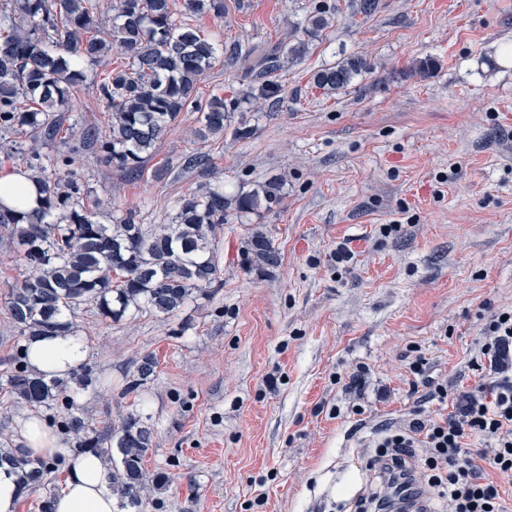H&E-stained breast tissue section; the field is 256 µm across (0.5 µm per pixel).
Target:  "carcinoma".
<instances>
[{
	"instance_id": "cac0c4a2",
	"label": "carcinoma",
	"mask_w": 512,
	"mask_h": 512,
	"mask_svg": "<svg viewBox=\"0 0 512 512\" xmlns=\"http://www.w3.org/2000/svg\"><path fill=\"white\" fill-rule=\"evenodd\" d=\"M0 0V136L14 138L27 179L41 193L37 209L22 213L0 205V228L20 249L30 273L10 290L7 312L20 335L69 336L68 316L88 303L114 321L139 312L171 317L194 293L219 279L217 232L231 217H243L276 205L282 183L271 179L233 195L224 185L191 192L174 201L165 224H142L129 210L102 224L87 205L89 187L74 168V155L92 150L101 164L124 176L142 174L145 161L183 112L198 113L193 137L218 140L231 128L241 104H253L277 92L272 83L259 93L245 90L232 104L215 95L197 98L202 76L224 55L223 42L188 22L190 15L224 17V0ZM112 11V28L101 35L102 14ZM309 51L304 39L268 48L236 52L245 76L257 79L288 68ZM120 52L126 62L105 72L98 96L111 110L100 132L74 119L60 135V108L85 80V70L109 63ZM366 63L350 58L313 74L327 91L346 88ZM233 129V128H231ZM254 129H233L247 139ZM52 147L43 154L39 146ZM249 251L259 263L276 267L280 256L271 240L255 231ZM25 404L50 406L68 381L33 374L20 364L9 380ZM67 428L86 448H100L112 468V491L121 507H138L147 481L145 459L153 447V429L139 416L120 426L90 429L78 417ZM20 473L23 488L42 485L48 468L0 440V466Z\"/></svg>"
}]
</instances>
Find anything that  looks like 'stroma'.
I'll return each instance as SVG.
<instances>
[{
  "label": "stroma",
  "instance_id": "stroma-1",
  "mask_svg": "<svg viewBox=\"0 0 512 512\" xmlns=\"http://www.w3.org/2000/svg\"><path fill=\"white\" fill-rule=\"evenodd\" d=\"M224 2L223 18L189 19L226 51L198 87L203 100L260 87L234 48L284 43L308 15L330 18L308 54L273 75L278 91L261 111H235L254 135L198 144L197 115L185 112L141 177L89 150L74 166L105 224L125 210L163 224L183 194L219 182L248 190L276 175L281 203L219 231L218 282L174 317L115 322L81 306L73 331L92 382L49 407L18 402L9 386L24 339L5 301L29 268L0 233V432L21 446L19 421L35 412L74 449L68 416L99 429L138 415L154 429L147 473L167 479L148 483L141 512H339L376 490L368 463L387 429L420 406L452 410L411 391L409 347L419 346L433 378L471 389L488 316L512 306V66L500 62L512 45V0H376L368 16L360 0ZM354 56L366 67L347 88L314 85L315 71ZM425 57L433 71L411 75ZM67 109L107 126L94 81ZM197 152L209 163L186 169ZM163 165L166 177L153 180ZM383 224L401 230L385 237ZM255 228L278 250L277 268L247 260ZM341 244L354 256L340 270L332 256ZM148 354L156 372L135 385ZM361 365L362 383L348 386Z\"/></svg>",
  "mask_w": 512,
  "mask_h": 512
}]
</instances>
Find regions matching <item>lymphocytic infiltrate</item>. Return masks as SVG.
<instances>
[{
  "label": "lymphocytic infiltrate",
  "instance_id": "f902f5d3",
  "mask_svg": "<svg viewBox=\"0 0 512 512\" xmlns=\"http://www.w3.org/2000/svg\"><path fill=\"white\" fill-rule=\"evenodd\" d=\"M487 382L449 396L416 355L407 364L412 389L425 401H450L447 416L415 412L378 445L374 461L388 481L409 485L420 512H512L489 472L512 477V308L494 311L484 328Z\"/></svg>",
  "mask_w": 512,
  "mask_h": 512
}]
</instances>
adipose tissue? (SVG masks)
I'll list each match as a JSON object with an SVG mask.
<instances>
[{"label": "adipose tissue", "mask_w": 512, "mask_h": 512, "mask_svg": "<svg viewBox=\"0 0 512 512\" xmlns=\"http://www.w3.org/2000/svg\"><path fill=\"white\" fill-rule=\"evenodd\" d=\"M38 197L36 186L22 175L0 172L1 205L26 211L36 207ZM26 349L32 371L60 377L67 376L85 357L81 342L56 336L29 340ZM21 431L30 459H52L63 468V488L51 502L52 512H119L109 490L110 472L99 455L72 452L36 414L23 420Z\"/></svg>", "instance_id": "obj_1"}]
</instances>
